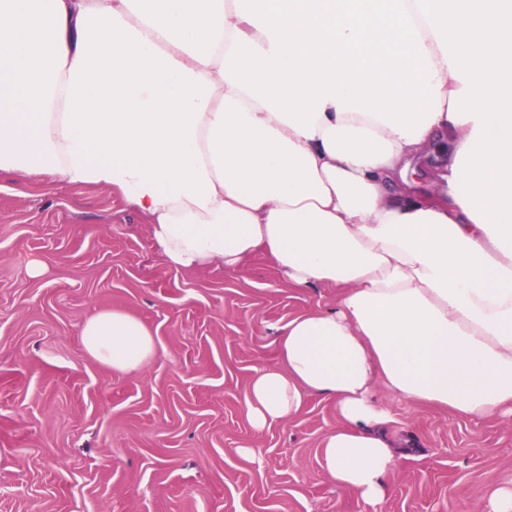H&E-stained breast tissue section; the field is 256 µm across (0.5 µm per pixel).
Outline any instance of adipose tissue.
Masks as SVG:
<instances>
[{"instance_id":"ef3b65f1","label":"adipose tissue","mask_w":512,"mask_h":512,"mask_svg":"<svg viewBox=\"0 0 512 512\" xmlns=\"http://www.w3.org/2000/svg\"><path fill=\"white\" fill-rule=\"evenodd\" d=\"M1 172L119 192L171 268L261 251L339 288L283 328L246 417L332 400L322 468L374 512L414 440L375 385L512 417V0H0ZM82 343L120 372L156 352L117 309ZM447 159V155L437 159L432 152H427L419 159H415L407 171V179L419 183L415 188L425 195L431 190L430 174L431 171L439 165L442 160Z\"/></svg>"}]
</instances>
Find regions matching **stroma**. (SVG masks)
Segmentation results:
<instances>
[{"instance_id": "1", "label": "stroma", "mask_w": 512, "mask_h": 512, "mask_svg": "<svg viewBox=\"0 0 512 512\" xmlns=\"http://www.w3.org/2000/svg\"><path fill=\"white\" fill-rule=\"evenodd\" d=\"M338 297L290 287L262 254L234 271L168 268L116 192L1 174L0 512H372L322 469L332 401L310 397L261 433L245 415L283 327ZM104 308L156 336L142 370L85 352L83 327ZM395 411L417 447L382 512H473L478 493L512 486V421Z\"/></svg>"}]
</instances>
